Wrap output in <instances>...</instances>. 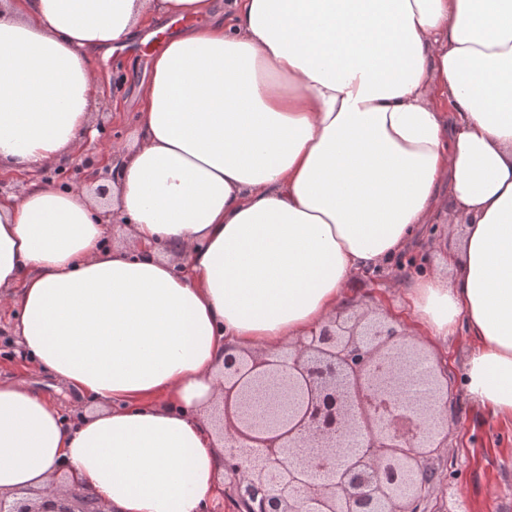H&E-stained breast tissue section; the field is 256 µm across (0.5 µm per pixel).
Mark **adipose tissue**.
I'll return each instance as SVG.
<instances>
[{"label": "adipose tissue", "instance_id": "obj_1", "mask_svg": "<svg viewBox=\"0 0 512 512\" xmlns=\"http://www.w3.org/2000/svg\"><path fill=\"white\" fill-rule=\"evenodd\" d=\"M0 0V174L72 162L97 62L188 19L137 90L109 204L30 182L0 197V309L22 355L98 410L63 418L0 380V495L207 512L225 350L273 353L352 303L356 275L464 220L445 269L402 284L463 387L512 418V0ZM448 103L450 111L439 108ZM448 200H441V189ZM119 214L131 243L108 245Z\"/></svg>", "mask_w": 512, "mask_h": 512}]
</instances>
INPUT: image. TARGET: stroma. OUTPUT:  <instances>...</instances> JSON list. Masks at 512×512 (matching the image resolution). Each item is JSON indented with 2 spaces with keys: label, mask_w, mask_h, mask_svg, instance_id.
<instances>
[{
  "label": "stroma",
  "mask_w": 512,
  "mask_h": 512,
  "mask_svg": "<svg viewBox=\"0 0 512 512\" xmlns=\"http://www.w3.org/2000/svg\"><path fill=\"white\" fill-rule=\"evenodd\" d=\"M107 76L100 106L92 117L106 140H119L132 147L137 143L135 112L137 87L148 75V55L139 45H131L100 61ZM404 268L395 266L387 277L355 283V303L362 308L384 309L397 319L405 313L397 295L387 288L389 281L404 278ZM465 341L425 345L435 363L444 365L451 391L455 421L448 429V446L427 458V465L440 478H453L463 512H512V419L504 420L467 400L462 390V362ZM20 376L55 403L63 414H70L75 396L58 390L52 377L35 369L19 354L8 317L0 314V378Z\"/></svg>",
  "instance_id": "stroma-1"
}]
</instances>
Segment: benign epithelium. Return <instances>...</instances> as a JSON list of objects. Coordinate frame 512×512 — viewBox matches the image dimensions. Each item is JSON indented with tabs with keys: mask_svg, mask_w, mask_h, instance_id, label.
<instances>
[{
	"mask_svg": "<svg viewBox=\"0 0 512 512\" xmlns=\"http://www.w3.org/2000/svg\"><path fill=\"white\" fill-rule=\"evenodd\" d=\"M448 375L401 324L338 314L273 354H224L218 419L238 512H427L445 447ZM0 512H101L80 496Z\"/></svg>",
	"mask_w": 512,
	"mask_h": 512,
	"instance_id": "1",
	"label": "benign epithelium"
}]
</instances>
